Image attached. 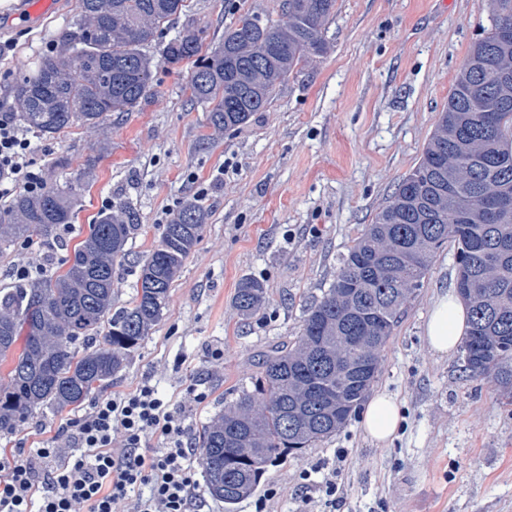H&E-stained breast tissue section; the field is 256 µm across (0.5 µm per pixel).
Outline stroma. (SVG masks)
I'll return each mask as SVG.
<instances>
[{
    "label": "stroma",
    "instance_id": "obj_1",
    "mask_svg": "<svg viewBox=\"0 0 512 512\" xmlns=\"http://www.w3.org/2000/svg\"><path fill=\"white\" fill-rule=\"evenodd\" d=\"M54 2L35 20L24 16L27 0L0 7V42L13 45L0 57L1 112L14 109V82L72 29L78 0ZM187 3V15L165 27L161 43L191 23L214 46L245 13L281 17V0ZM490 10L489 0H337L326 53L231 131L214 130L204 107L191 102V65L171 66L150 48V90L138 108L109 113L95 128L32 137L29 158L46 182L77 178L81 188L54 249L31 240L0 254V288L16 286L24 266L41 276L62 268L89 224L124 207L140 224L112 282L115 304L124 305L162 224L198 201L207 219L169 304L103 393L151 384L198 438L226 401L253 389L263 355L297 336L305 309L417 165ZM455 276L448 243L381 352L372 388L397 401L400 425L391 441L372 443L360 414H352L336 434L269 466L233 509L200 488L195 512H255L260 500L266 512H512V410L492 382L465 377L461 353L435 355L425 337L433 300L454 291ZM244 279L265 289L246 320L234 307ZM99 397L35 414L11 441L0 440V463L37 448H72L77 424ZM327 479L336 483L335 497L319 488Z\"/></svg>",
    "mask_w": 512,
    "mask_h": 512
}]
</instances>
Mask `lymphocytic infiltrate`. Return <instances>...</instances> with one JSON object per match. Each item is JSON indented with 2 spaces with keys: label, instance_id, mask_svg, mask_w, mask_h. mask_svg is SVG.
Listing matches in <instances>:
<instances>
[{
  "label": "lymphocytic infiltrate",
  "instance_id": "lymphocytic-infiltrate-1",
  "mask_svg": "<svg viewBox=\"0 0 512 512\" xmlns=\"http://www.w3.org/2000/svg\"><path fill=\"white\" fill-rule=\"evenodd\" d=\"M31 141L15 118L0 114V202L18 192L32 195L45 189L41 171L28 155ZM157 438L155 448L146 438ZM122 448H115V440ZM74 441L78 455L59 448H39L34 458L0 466V512H112L117 502L144 486L135 512H193L196 481L190 464L193 449L183 414L144 384L97 402L79 423ZM50 461L46 482H38L36 463Z\"/></svg>",
  "mask_w": 512,
  "mask_h": 512
}]
</instances>
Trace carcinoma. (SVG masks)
Returning a JSON list of instances; mask_svg holds the SVG:
<instances>
[{
	"mask_svg": "<svg viewBox=\"0 0 512 512\" xmlns=\"http://www.w3.org/2000/svg\"><path fill=\"white\" fill-rule=\"evenodd\" d=\"M490 28L471 48L418 165L365 228L330 288L304 314L292 347L263 358L254 391L224 403L201 428L210 494L232 506L250 496L268 465L328 438L349 421L380 370L381 352L421 286L432 257L456 249L457 295L470 322L464 370L488 378L512 406V0H492ZM336 0H284L288 25L247 13L203 50L189 29L163 48L192 64L191 100L218 131L247 124L295 68L326 52ZM186 0H79L76 30L13 90L23 126L53 138L95 128L148 95L152 46ZM79 184L21 192L0 217V252L33 235L50 245L71 223ZM205 214L190 201L164 225L140 267L135 294L112 299L116 262L140 230L122 208L100 215L61 274L0 289V439L35 412L74 410L122 370L167 307L170 288L198 243ZM244 279L234 297L252 316L264 299Z\"/></svg>",
	"mask_w": 512,
	"mask_h": 512,
	"instance_id": "1",
	"label": "carcinoma"
}]
</instances>
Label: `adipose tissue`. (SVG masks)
<instances>
[{"instance_id":"ef3b65f1","label":"adipose tissue","mask_w":512,"mask_h":512,"mask_svg":"<svg viewBox=\"0 0 512 512\" xmlns=\"http://www.w3.org/2000/svg\"><path fill=\"white\" fill-rule=\"evenodd\" d=\"M468 329V310L455 294L438 296L426 325L425 335L430 349L441 356L454 353ZM400 424L395 399L385 392L374 394L367 404L362 427L375 443L383 444L396 433Z\"/></svg>"}]
</instances>
